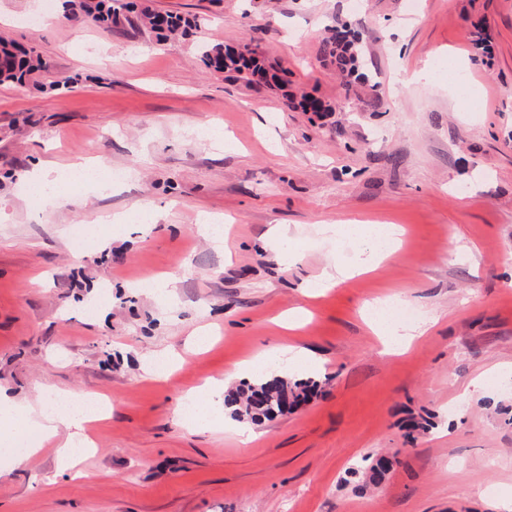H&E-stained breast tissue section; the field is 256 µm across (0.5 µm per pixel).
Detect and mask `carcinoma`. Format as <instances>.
<instances>
[{"label": "carcinoma", "instance_id": "carcinoma-1", "mask_svg": "<svg viewBox=\"0 0 512 512\" xmlns=\"http://www.w3.org/2000/svg\"><path fill=\"white\" fill-rule=\"evenodd\" d=\"M66 8L70 18L88 20L107 29L120 22L123 12L137 8L145 25L162 39L200 27L199 23L178 14L157 13L147 6L139 8L133 0H67ZM322 53L325 59L336 65L345 85L351 86L349 77L358 68L355 41L335 34L324 41ZM201 61L217 71L229 70L248 82L253 81L255 75L262 74L270 85L282 87L288 83V78L266 69L260 63L257 51L245 43L238 47L204 43L201 45ZM46 68V62L35 50L23 49L6 38H0V83L21 86L33 73ZM319 386L315 380H292L277 375L253 383L245 381L228 391L224 396V407L230 409V415L238 421L260 424L294 410L307 401Z\"/></svg>", "mask_w": 512, "mask_h": 512}]
</instances>
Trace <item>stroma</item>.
Here are the masks:
<instances>
[{
    "label": "stroma",
    "mask_w": 512,
    "mask_h": 512,
    "mask_svg": "<svg viewBox=\"0 0 512 512\" xmlns=\"http://www.w3.org/2000/svg\"><path fill=\"white\" fill-rule=\"evenodd\" d=\"M144 2L200 26L161 42L133 13L108 30L68 21L63 0H0V37L47 63L0 85V387L109 410L78 473L52 444L1 458L0 512H512V0ZM344 24L368 76L349 89L321 54ZM202 41L251 44L287 88L205 67ZM302 94L330 111L294 108ZM80 161L125 178L38 195L34 171ZM343 224L405 233L372 272L303 297L365 248ZM164 279L167 296L144 287ZM396 298L428 331L390 354L369 309ZM298 307L303 324L277 325ZM281 342L308 352L320 388L261 438L175 415Z\"/></svg>",
    "instance_id": "stroma-1"
}]
</instances>
